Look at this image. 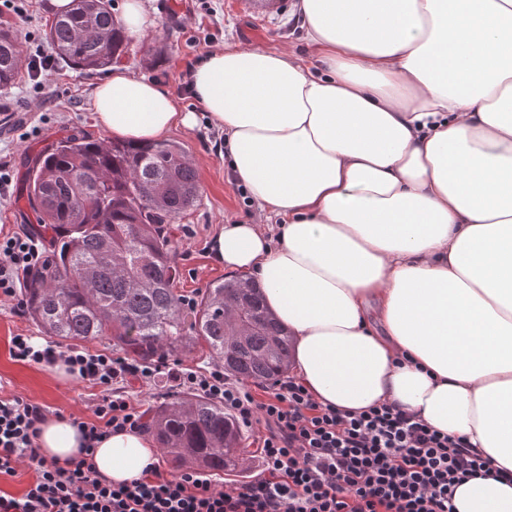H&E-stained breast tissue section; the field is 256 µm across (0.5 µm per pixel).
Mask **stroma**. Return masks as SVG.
Returning <instances> with one entry per match:
<instances>
[{
    "label": "stroma",
    "mask_w": 512,
    "mask_h": 512,
    "mask_svg": "<svg viewBox=\"0 0 512 512\" xmlns=\"http://www.w3.org/2000/svg\"><path fill=\"white\" fill-rule=\"evenodd\" d=\"M298 0H142L154 21L149 36L129 41L121 65L131 75L164 85L178 106L194 113L193 128L172 130L169 141L179 143L192 159L200 182L197 205L175 225L172 259L177 270L175 292L194 300L214 281L224 279L223 264L211 251L219 225L250 223L259 208L230 173L224 134L212 126L192 93L186 92L189 64L227 43L261 45L304 55L308 52L306 29ZM55 11L52 0H26L25 12L13 16L11 31L22 54L45 45ZM105 70L84 71L57 63L41 85L18 76L0 91V163L7 183L0 185V231L33 234L36 220L25 192V179L35 156L56 138L81 131L103 141L90 109L93 88ZM24 333L43 340L44 332L30 317H17L12 302L0 300V395L23 396L49 412L89 418L98 398L97 388L64 382L51 367L29 366L10 355V339Z\"/></svg>",
    "instance_id": "1"
}]
</instances>
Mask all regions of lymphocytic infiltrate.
Here are the masks:
<instances>
[{"label": "lymphocytic infiltrate", "mask_w": 512, "mask_h": 512, "mask_svg": "<svg viewBox=\"0 0 512 512\" xmlns=\"http://www.w3.org/2000/svg\"><path fill=\"white\" fill-rule=\"evenodd\" d=\"M45 261L30 236H0V298L13 300L17 314L25 312L20 273ZM10 353L31 366L63 363L100 396L92 420L77 423L81 456L63 462L46 458L37 444L45 408L0 397V477L22 466L33 473L22 495L0 490V512H453L455 487L490 472L463 437L388 403L362 411L320 404L293 376L268 384L260 400L250 383L230 379L219 365L198 372L165 355L147 364L24 334L12 337ZM162 380L166 396L200 393L254 430L260 474L219 483L197 470L156 468L124 483L104 479L93 460L96 444L117 431L147 430L148 412L128 390L151 394Z\"/></svg>", "instance_id": "f902f5d3"}]
</instances>
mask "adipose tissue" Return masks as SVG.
<instances>
[{"label": "adipose tissue", "mask_w": 512, "mask_h": 512, "mask_svg": "<svg viewBox=\"0 0 512 512\" xmlns=\"http://www.w3.org/2000/svg\"><path fill=\"white\" fill-rule=\"evenodd\" d=\"M310 53L227 44L192 90L263 220L214 258L254 278L295 375L342 410L389 403L467 437L493 475L455 512H512V0H300ZM115 139L193 128L159 83L113 67L92 94ZM47 458L81 434L50 418ZM144 433L94 452L112 483L159 463Z\"/></svg>", "instance_id": "1"}]
</instances>
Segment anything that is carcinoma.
<instances>
[{
	"instance_id": "obj_1",
	"label": "carcinoma",
	"mask_w": 512,
	"mask_h": 512,
	"mask_svg": "<svg viewBox=\"0 0 512 512\" xmlns=\"http://www.w3.org/2000/svg\"><path fill=\"white\" fill-rule=\"evenodd\" d=\"M46 38L62 61L88 71L129 51L110 0H74ZM19 56L17 38L1 31L0 88L14 82ZM26 193L36 231L53 232L46 264L23 276L28 314L48 336H109L143 362L166 346L191 353L201 345L231 378L288 374L292 338L258 283L241 276L213 282L188 314L174 292L171 228L200 196L183 147L69 134L38 153ZM152 422L176 466L247 472L241 429L224 405L187 393L154 406Z\"/></svg>"
}]
</instances>
